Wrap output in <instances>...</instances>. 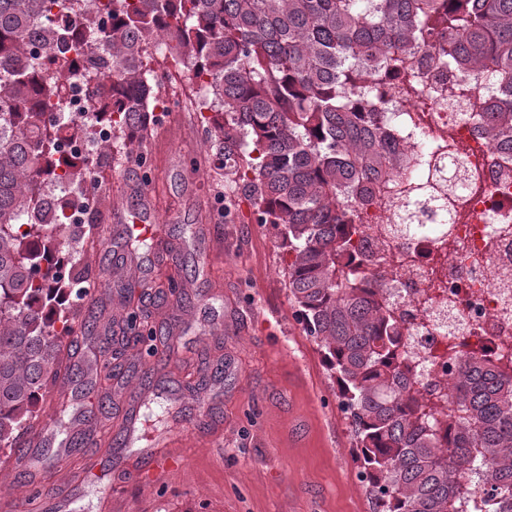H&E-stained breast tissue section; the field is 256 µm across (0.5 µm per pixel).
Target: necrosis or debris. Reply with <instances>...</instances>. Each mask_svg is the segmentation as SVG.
<instances>
[{
  "label": "necrosis or debris",
  "mask_w": 512,
  "mask_h": 512,
  "mask_svg": "<svg viewBox=\"0 0 512 512\" xmlns=\"http://www.w3.org/2000/svg\"><path fill=\"white\" fill-rule=\"evenodd\" d=\"M405 72L380 94L407 164L359 209L358 249L379 260L382 296L405 315L412 379L444 399L461 356L503 365L512 355V149L483 133L486 72L441 71L420 54ZM459 159L469 180L452 194L435 168ZM413 202L425 209L419 223L388 234Z\"/></svg>",
  "instance_id": "obj_1"
}]
</instances>
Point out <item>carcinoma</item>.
Instances as JSON below:
<instances>
[{"mask_svg": "<svg viewBox=\"0 0 512 512\" xmlns=\"http://www.w3.org/2000/svg\"><path fill=\"white\" fill-rule=\"evenodd\" d=\"M74 5L80 28L64 17ZM161 34L212 113L214 162L234 168L291 257L288 297L336 379L376 512H512V372L464 356L451 409L426 399L380 268L349 261L356 207L399 162L369 85L403 68L398 50L480 66L509 91L487 106L486 131L512 142V0H0V457L24 454L49 380L82 386L116 354L103 342L77 359L98 325L75 307L103 279L61 239L79 232L66 211L87 210L98 176L63 135L104 123L96 163L129 152L157 110L144 50ZM66 78L90 102L78 118ZM122 340L149 358L168 344L132 308ZM476 462L479 487L462 481Z\"/></svg>", "mask_w": 512, "mask_h": 512, "instance_id": "1", "label": "carcinoma"}]
</instances>
